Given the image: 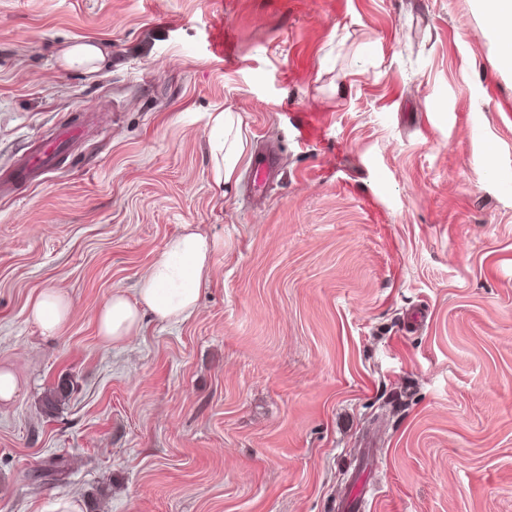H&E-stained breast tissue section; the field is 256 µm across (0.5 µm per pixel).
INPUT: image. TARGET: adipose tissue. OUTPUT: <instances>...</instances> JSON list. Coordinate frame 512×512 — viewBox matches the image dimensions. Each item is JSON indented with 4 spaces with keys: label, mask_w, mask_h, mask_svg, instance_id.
<instances>
[{
    "label": "adipose tissue",
    "mask_w": 512,
    "mask_h": 512,
    "mask_svg": "<svg viewBox=\"0 0 512 512\" xmlns=\"http://www.w3.org/2000/svg\"><path fill=\"white\" fill-rule=\"evenodd\" d=\"M248 146L238 113L227 109L211 114L210 177L216 188L231 190ZM223 247V242L210 238L198 227L183 225L139 278L133 294L114 291L98 309L100 336L119 347L139 335L145 315L175 324L196 314L202 290L211 278L214 257ZM73 310L72 301L62 289L48 288L32 301L28 315L45 337L53 338L62 331Z\"/></svg>",
    "instance_id": "adipose-tissue-1"
}]
</instances>
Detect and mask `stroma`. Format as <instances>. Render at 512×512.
Returning a JSON list of instances; mask_svg holds the SVG:
<instances>
[{"instance_id":"1","label":"stroma","mask_w":512,"mask_h":512,"mask_svg":"<svg viewBox=\"0 0 512 512\" xmlns=\"http://www.w3.org/2000/svg\"><path fill=\"white\" fill-rule=\"evenodd\" d=\"M90 40L108 63L66 65ZM227 108L250 151L224 196ZM510 169L483 0H0V512H339L367 452L365 512H512ZM186 224L224 242L198 313L105 343L99 307ZM248 146L249 139L243 133L242 119L237 112L224 109V112L210 115V177L224 196L237 182L238 168L247 154ZM73 310L72 301L62 289L48 288L32 301L28 315L45 337L54 338L62 331Z\"/></svg>"}]
</instances>
